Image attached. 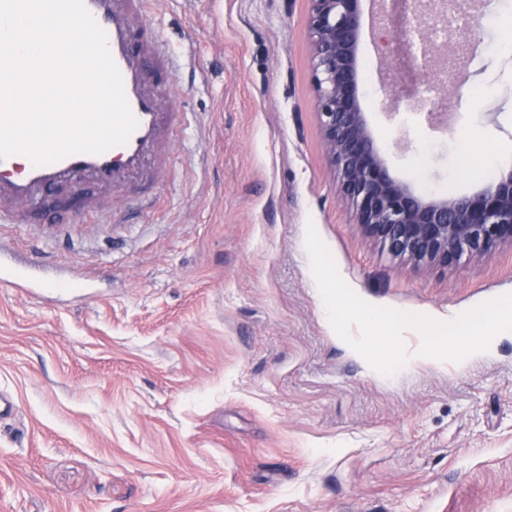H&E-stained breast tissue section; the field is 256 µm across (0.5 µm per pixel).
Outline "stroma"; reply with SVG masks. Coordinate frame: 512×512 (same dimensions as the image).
Masks as SVG:
<instances>
[{"mask_svg":"<svg viewBox=\"0 0 512 512\" xmlns=\"http://www.w3.org/2000/svg\"><path fill=\"white\" fill-rule=\"evenodd\" d=\"M306 0H151L191 115L149 208L108 224H0L18 259L97 290L69 303L0 284V512H512V332L465 363L379 375L324 314L315 226L367 303L447 321L512 293V247L448 268L395 259L351 224L315 115ZM365 0L358 80L397 177L479 189L512 168V56L483 16L448 98L450 131L388 116L392 81ZM484 94L473 102L471 91Z\"/></svg>","mask_w":512,"mask_h":512,"instance_id":"35a3bbf8","label":"stroma"}]
</instances>
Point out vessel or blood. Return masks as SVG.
<instances>
[{
  "mask_svg": "<svg viewBox=\"0 0 512 512\" xmlns=\"http://www.w3.org/2000/svg\"><path fill=\"white\" fill-rule=\"evenodd\" d=\"M84 3L107 35L137 126L126 144L97 155L72 154L41 166L16 154L0 158L1 224H28L48 213L61 224L90 215L110 222L106 193L131 186L152 194L178 130L188 123L170 96L173 63L142 24L149 0Z\"/></svg>",
  "mask_w": 512,
  "mask_h": 512,
  "instance_id": "obj_1",
  "label": "vessel or blood"
}]
</instances>
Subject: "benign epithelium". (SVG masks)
I'll use <instances>...</instances> for the list:
<instances>
[{
  "mask_svg": "<svg viewBox=\"0 0 512 512\" xmlns=\"http://www.w3.org/2000/svg\"><path fill=\"white\" fill-rule=\"evenodd\" d=\"M315 109L324 149L349 221L390 254L414 267H448L512 247V169L466 195L424 196L398 179L377 148L360 96L357 50L363 0H308ZM419 25L448 29V37L408 39L385 54L404 53L436 76L440 92L456 88L455 75L480 41L479 16L465 28L449 19L462 0H412Z\"/></svg>",
  "mask_w": 512,
  "mask_h": 512,
  "instance_id": "7a95c632",
  "label": "benign epithelium"
}]
</instances>
